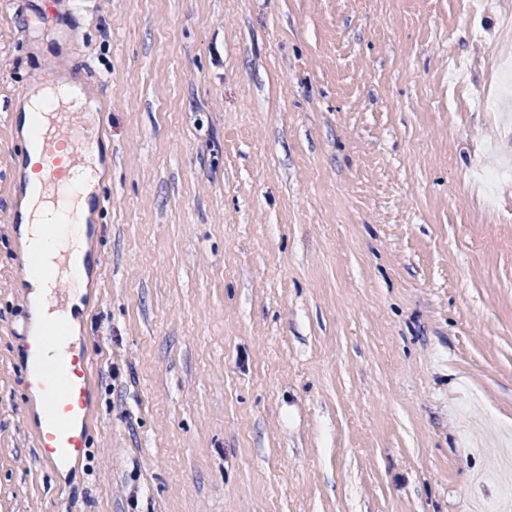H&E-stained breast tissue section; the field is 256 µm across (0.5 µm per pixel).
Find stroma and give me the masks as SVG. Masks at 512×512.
<instances>
[{"mask_svg":"<svg viewBox=\"0 0 512 512\" xmlns=\"http://www.w3.org/2000/svg\"><path fill=\"white\" fill-rule=\"evenodd\" d=\"M512 0H0V512H512ZM109 99L73 343L24 383L18 91ZM90 375L89 355L79 348L68 350L65 378L59 385L49 386L52 373L33 372L26 377L27 390L45 394L53 411L52 419L41 422L36 431L35 450L42 460L55 461L58 455L77 459L87 448Z\"/></svg>","mask_w":512,"mask_h":512,"instance_id":"1","label":"stroma"}]
</instances>
